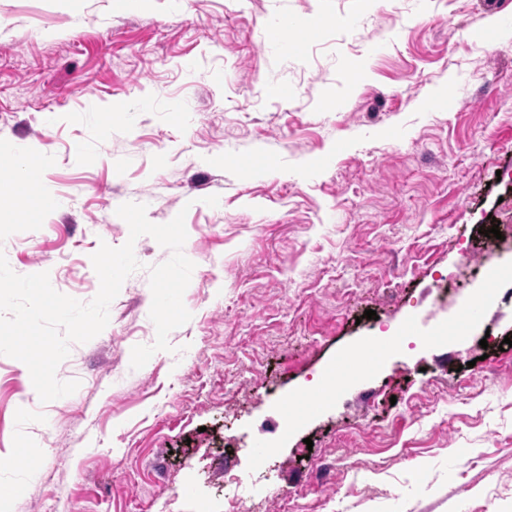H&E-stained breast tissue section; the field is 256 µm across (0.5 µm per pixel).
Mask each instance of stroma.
Listing matches in <instances>:
<instances>
[{"label":"stroma","instance_id":"1","mask_svg":"<svg viewBox=\"0 0 512 512\" xmlns=\"http://www.w3.org/2000/svg\"><path fill=\"white\" fill-rule=\"evenodd\" d=\"M501 2L0 0V182L41 154L58 200L0 206L12 270L92 300L91 257L127 241V202L155 224L185 212L195 265L190 321L141 369L148 269L170 257L148 235L107 327L57 369L75 393L40 402L26 365L0 355L9 512H224L228 467L256 512L287 489L293 512H512V347L480 346L486 329L512 338V303L437 346L364 351L418 322L441 276L474 297L512 265V243L482 233L512 224ZM282 17L319 18L304 50L268 32ZM469 243L484 250L476 275L460 267ZM357 357L354 380L284 424L312 378ZM332 448L356 449L354 469L322 488ZM31 449L33 470L17 463Z\"/></svg>","mask_w":512,"mask_h":512}]
</instances>
